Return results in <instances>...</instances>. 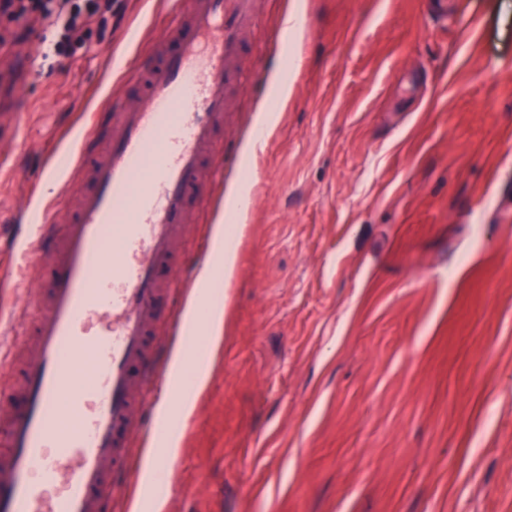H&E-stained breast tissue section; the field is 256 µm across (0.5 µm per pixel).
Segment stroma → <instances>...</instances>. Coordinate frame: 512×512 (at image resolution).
<instances>
[{
  "instance_id": "35a3bbf8",
  "label": "stroma",
  "mask_w": 512,
  "mask_h": 512,
  "mask_svg": "<svg viewBox=\"0 0 512 512\" xmlns=\"http://www.w3.org/2000/svg\"><path fill=\"white\" fill-rule=\"evenodd\" d=\"M117 2L64 54L55 29L19 46L0 236L104 123L110 51L151 52L164 0ZM296 8L270 145L184 245L242 226L160 512H512V0H259L261 29Z\"/></svg>"
}]
</instances>
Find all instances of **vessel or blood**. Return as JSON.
Wrapping results in <instances>:
<instances>
[{"mask_svg": "<svg viewBox=\"0 0 512 512\" xmlns=\"http://www.w3.org/2000/svg\"><path fill=\"white\" fill-rule=\"evenodd\" d=\"M259 24L258 0H170L152 59L110 101L107 152L71 153L75 213L49 202L18 226L11 249L38 279L25 318L0 321V512H133L143 497L170 347L198 341L180 246L240 163L219 149L226 91Z\"/></svg>", "mask_w": 512, "mask_h": 512, "instance_id": "vessel-or-blood-1", "label": "vessel or blood"}]
</instances>
